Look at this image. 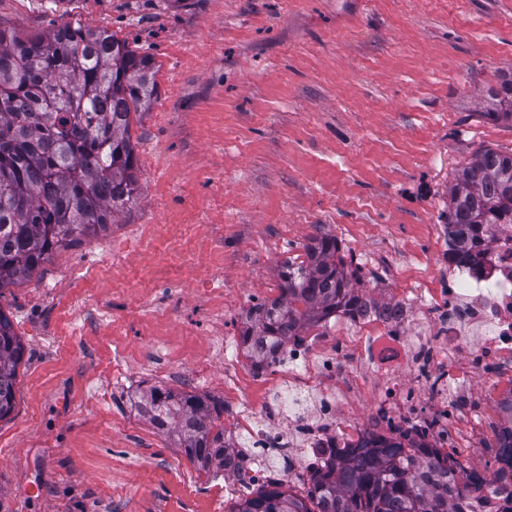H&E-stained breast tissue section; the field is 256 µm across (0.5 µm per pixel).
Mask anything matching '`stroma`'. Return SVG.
I'll return each instance as SVG.
<instances>
[{
  "mask_svg": "<svg viewBox=\"0 0 512 512\" xmlns=\"http://www.w3.org/2000/svg\"><path fill=\"white\" fill-rule=\"evenodd\" d=\"M75 22L151 58L157 94L132 122L136 202L0 289L26 346L0 512H228L234 478L198 472L130 392L223 402L233 312L278 296L313 238L374 256L367 278L435 287L458 171L512 153L487 116L512 0H0L22 37ZM499 426L453 456L497 471Z\"/></svg>",
  "mask_w": 512,
  "mask_h": 512,
  "instance_id": "35a3bbf8",
  "label": "stroma"
}]
</instances>
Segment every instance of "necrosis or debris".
Wrapping results in <instances>:
<instances>
[{"instance_id": "1", "label": "necrosis or debris", "mask_w": 512, "mask_h": 512, "mask_svg": "<svg viewBox=\"0 0 512 512\" xmlns=\"http://www.w3.org/2000/svg\"><path fill=\"white\" fill-rule=\"evenodd\" d=\"M479 260L447 273L434 288L362 283L365 306L337 311L349 327L291 337L260 403L240 391L247 346L224 359L247 439L239 463L251 486L294 487L334 455L399 442L444 448L449 438L479 447V385H498V417L512 415V225L500 224ZM277 450L292 458L273 469Z\"/></svg>"}]
</instances>
